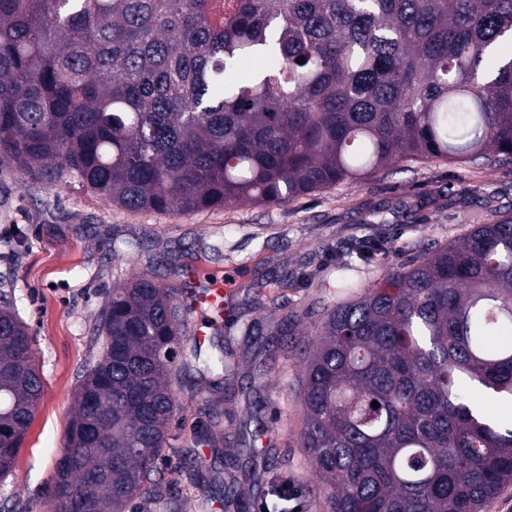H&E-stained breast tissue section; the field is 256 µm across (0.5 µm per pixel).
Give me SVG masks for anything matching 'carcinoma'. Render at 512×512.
Wrapping results in <instances>:
<instances>
[{"instance_id": "obj_1", "label": "carcinoma", "mask_w": 512, "mask_h": 512, "mask_svg": "<svg viewBox=\"0 0 512 512\" xmlns=\"http://www.w3.org/2000/svg\"><path fill=\"white\" fill-rule=\"evenodd\" d=\"M512 0H0V161L130 211L286 205L405 158L512 162ZM304 63H297V60ZM383 242L350 253L367 259ZM212 246L191 256L205 281ZM322 308L303 359L306 449L328 512H485L512 484V212ZM185 283L112 288L56 462L52 512L162 496L174 385L224 386L214 326L186 349ZM44 391L0 302V482ZM378 402L379 407L372 406ZM222 455L224 428L191 437ZM189 477L239 509L224 473Z\"/></svg>"}]
</instances>
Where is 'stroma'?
Instances as JSON below:
<instances>
[{"label": "stroma", "mask_w": 512, "mask_h": 512, "mask_svg": "<svg viewBox=\"0 0 512 512\" xmlns=\"http://www.w3.org/2000/svg\"><path fill=\"white\" fill-rule=\"evenodd\" d=\"M512 206V163L484 167L445 159H409L380 170L362 183L341 182L301 196L286 206L240 202L195 213L132 212L89 194L75 184L45 186L9 163L0 164V293L7 294L34 337L35 359L45 380L43 395L19 449L16 465L0 482V512H50L56 461L74 415L76 389L99 356L97 329L109 292L133 275L152 272L157 255L168 258V284L187 252L224 239L218 267L239 273L226 320L241 312L245 287L285 273H315L311 286L285 288L278 305L253 312L268 332L266 348L229 336L225 344L238 367L223 393L193 394L178 388L179 406L168 430L161 467L171 483L151 512H215V500L190 485L180 468L192 428L222 410L224 450L249 447L269 453L273 473L260 480L233 468L235 486L251 512H276L274 485L295 490L297 512H326L324 498L300 445L302 414L297 400L307 336L322 307L340 301L336 248L379 232L391 247L357 263L360 285L381 279L426 247L443 245L470 229L474 216L491 221ZM138 240V251L113 252V239ZM261 253L264 262L252 256ZM297 315L298 329L274 335L284 312Z\"/></svg>", "instance_id": "obj_1"}]
</instances>
